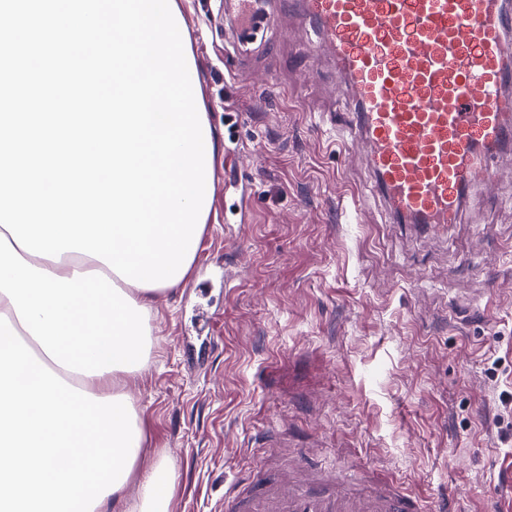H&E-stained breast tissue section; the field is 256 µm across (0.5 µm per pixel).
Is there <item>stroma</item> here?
Masks as SVG:
<instances>
[{
  "label": "stroma",
  "instance_id": "1",
  "mask_svg": "<svg viewBox=\"0 0 512 512\" xmlns=\"http://www.w3.org/2000/svg\"><path fill=\"white\" fill-rule=\"evenodd\" d=\"M214 193L190 277L158 295L126 390L140 472L176 478L169 512H224L257 457L385 470L435 512H512V155L428 235L367 192L366 150L317 36L283 20L239 47L224 0H176Z\"/></svg>",
  "mask_w": 512,
  "mask_h": 512
}]
</instances>
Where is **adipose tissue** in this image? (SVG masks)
<instances>
[{
    "label": "adipose tissue",
    "mask_w": 512,
    "mask_h": 512,
    "mask_svg": "<svg viewBox=\"0 0 512 512\" xmlns=\"http://www.w3.org/2000/svg\"><path fill=\"white\" fill-rule=\"evenodd\" d=\"M156 290L102 262L30 255L0 226V512H168L173 480L140 476L142 428L124 378L149 359Z\"/></svg>",
    "instance_id": "1"
}]
</instances>
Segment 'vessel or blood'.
I'll list each match as a JSON object with an SVG mask.
<instances>
[{
    "mask_svg": "<svg viewBox=\"0 0 512 512\" xmlns=\"http://www.w3.org/2000/svg\"><path fill=\"white\" fill-rule=\"evenodd\" d=\"M318 33L348 91L347 139L365 145L369 185L397 224L459 223L474 184L512 151V0H288ZM240 42L279 27L257 0H224ZM364 494L299 459L275 481L262 466L225 512H425L389 475L359 472Z\"/></svg>",
    "mask_w": 512,
    "mask_h": 512,
    "instance_id": "1",
    "label": "vessel or blood"
}]
</instances>
